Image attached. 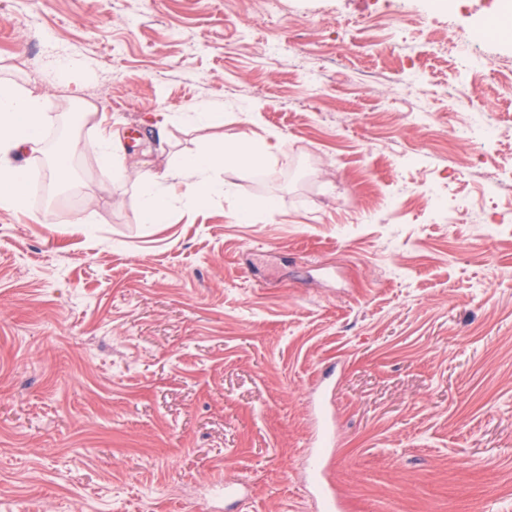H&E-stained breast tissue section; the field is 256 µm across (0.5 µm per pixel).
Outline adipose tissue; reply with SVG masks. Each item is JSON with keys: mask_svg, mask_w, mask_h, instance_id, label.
<instances>
[{"mask_svg": "<svg viewBox=\"0 0 512 512\" xmlns=\"http://www.w3.org/2000/svg\"><path fill=\"white\" fill-rule=\"evenodd\" d=\"M47 116L41 96L22 88L0 85V208L25 209L28 199L26 169L20 159L43 141ZM239 156L223 142L204 144L195 154L178 159L163 172L118 170V179H134L142 214L150 223L162 222L175 202L174 187L183 185L196 203L224 190L217 174Z\"/></svg>", "mask_w": 512, "mask_h": 512, "instance_id": "obj_1", "label": "adipose tissue"}]
</instances>
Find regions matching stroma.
Wrapping results in <instances>:
<instances>
[{
    "label": "stroma",
    "mask_w": 512,
    "mask_h": 512,
    "mask_svg": "<svg viewBox=\"0 0 512 512\" xmlns=\"http://www.w3.org/2000/svg\"><path fill=\"white\" fill-rule=\"evenodd\" d=\"M282 2L0 0V82L42 96L82 194L46 209L35 154L0 208V512H216L227 481L235 512H316L330 365L351 512H512V32L477 40L505 0ZM111 127L143 171L283 146L151 224Z\"/></svg>",
    "instance_id": "1"
}]
</instances>
